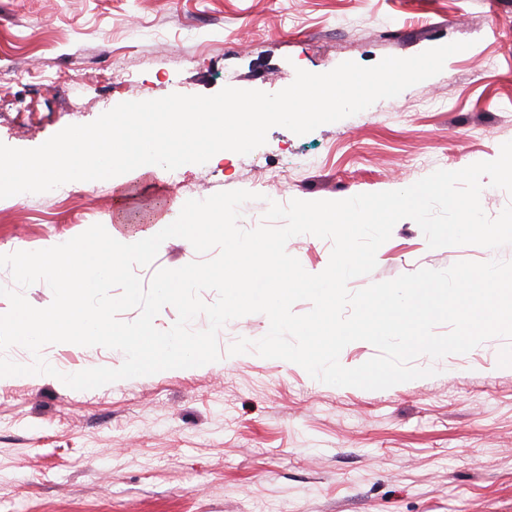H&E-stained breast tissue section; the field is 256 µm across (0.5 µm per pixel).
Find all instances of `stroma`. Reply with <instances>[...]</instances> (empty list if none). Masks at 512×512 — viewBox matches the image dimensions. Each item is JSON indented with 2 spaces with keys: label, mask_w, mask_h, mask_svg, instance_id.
I'll list each match as a JSON object with an SVG mask.
<instances>
[{
  "label": "stroma",
  "mask_w": 512,
  "mask_h": 512,
  "mask_svg": "<svg viewBox=\"0 0 512 512\" xmlns=\"http://www.w3.org/2000/svg\"><path fill=\"white\" fill-rule=\"evenodd\" d=\"M456 41L468 48L441 73L305 135L276 126L264 145L218 163L0 199V254L41 250L95 224L125 240L156 233L173 221L175 202L251 190L260 169L287 171L243 212L239 225L250 230L268 201L403 189L438 169L495 160L512 141V0H0V68L57 73L48 85L0 86V142L24 149L123 102L226 86L276 93L299 68L371 66ZM489 55L497 65L486 73ZM331 248L310 234L286 246L312 274ZM197 258L174 237L135 272L147 283ZM493 259L512 261V245L432 249L406 218L378 249L375 270L348 288ZM268 328L264 314L243 316L220 330V361L93 390L48 375L0 378V512H512L504 338L419 356L416 366L433 376L365 390L252 351L228 355L237 338ZM43 353L67 374L125 359L72 343Z\"/></svg>",
  "instance_id": "1"
}]
</instances>
